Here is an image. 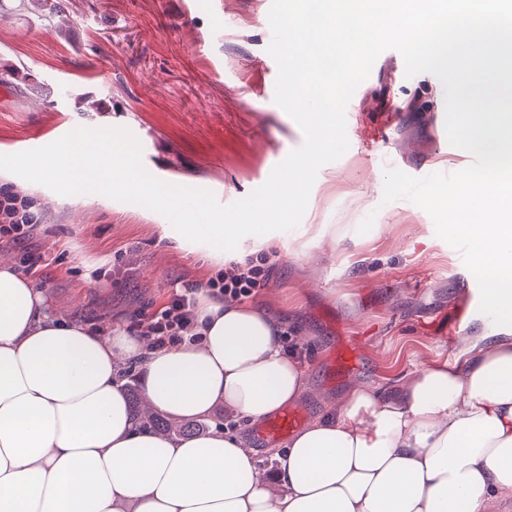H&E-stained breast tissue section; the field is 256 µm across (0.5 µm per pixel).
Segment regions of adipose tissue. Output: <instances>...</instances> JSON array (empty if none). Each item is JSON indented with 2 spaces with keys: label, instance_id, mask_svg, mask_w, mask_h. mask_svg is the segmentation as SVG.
Masks as SVG:
<instances>
[{
  "label": "adipose tissue",
  "instance_id": "obj_1",
  "mask_svg": "<svg viewBox=\"0 0 512 512\" xmlns=\"http://www.w3.org/2000/svg\"><path fill=\"white\" fill-rule=\"evenodd\" d=\"M282 319L199 290L193 324L155 349L61 320L0 261V512H489L512 499V336L463 337L462 360L389 387L353 385L275 450L243 435L144 429L124 389L177 421L224 408L258 423L297 402L306 368Z\"/></svg>",
  "mask_w": 512,
  "mask_h": 512
}]
</instances>
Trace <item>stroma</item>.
Returning a JSON list of instances; mask_svg holds the SVG:
<instances>
[{"label": "stroma", "mask_w": 512, "mask_h": 512, "mask_svg": "<svg viewBox=\"0 0 512 512\" xmlns=\"http://www.w3.org/2000/svg\"><path fill=\"white\" fill-rule=\"evenodd\" d=\"M270 6L67 0L48 20L40 0H0V154L46 146L55 128L124 126L157 178L210 190L223 204L247 197L303 143L274 101ZM404 70L397 50L384 51L346 115L349 148L320 168L309 197L322 235L304 223L280 232L272 256L261 238L251 241L248 265L271 274L250 301L301 337L309 391L298 407L309 419L352 384L396 383L429 361H455L461 337L505 332L480 312L471 271L430 215L383 200L385 169L423 177L468 165L448 150L440 80ZM0 187L39 218L23 245L0 240V260L44 255L32 278L64 317L140 330L173 293L218 272L201 244L164 237L163 216L145 207L32 190L16 175Z\"/></svg>", "instance_id": "35a3bbf8"}]
</instances>
